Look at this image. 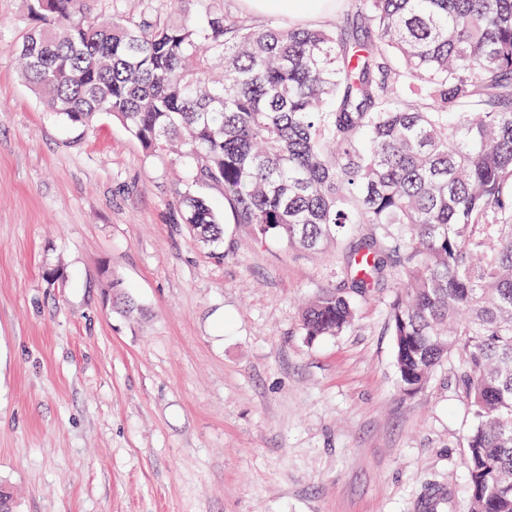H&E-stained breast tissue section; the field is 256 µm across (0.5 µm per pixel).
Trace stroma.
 <instances>
[{"label":"stroma","mask_w":512,"mask_h":512,"mask_svg":"<svg viewBox=\"0 0 512 512\" xmlns=\"http://www.w3.org/2000/svg\"><path fill=\"white\" fill-rule=\"evenodd\" d=\"M29 0H0V483L16 512H468L466 397L444 363L398 380L392 288L308 339L303 306L342 259L222 218L197 241L192 159L111 114L47 112L14 46ZM91 17L177 0H84Z\"/></svg>","instance_id":"1"}]
</instances>
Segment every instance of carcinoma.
I'll return each mask as SVG.
<instances>
[{"label":"carcinoma","instance_id":"carcinoma-1","mask_svg":"<svg viewBox=\"0 0 512 512\" xmlns=\"http://www.w3.org/2000/svg\"><path fill=\"white\" fill-rule=\"evenodd\" d=\"M203 2L98 23L52 0L21 37L24 77L70 124L109 112L146 149L193 159V183L224 186L258 234L340 250V285L301 315L309 338L395 283L401 388L457 358L471 512H512V0H356L351 34ZM182 211L219 239L190 187Z\"/></svg>","mask_w":512,"mask_h":512}]
</instances>
